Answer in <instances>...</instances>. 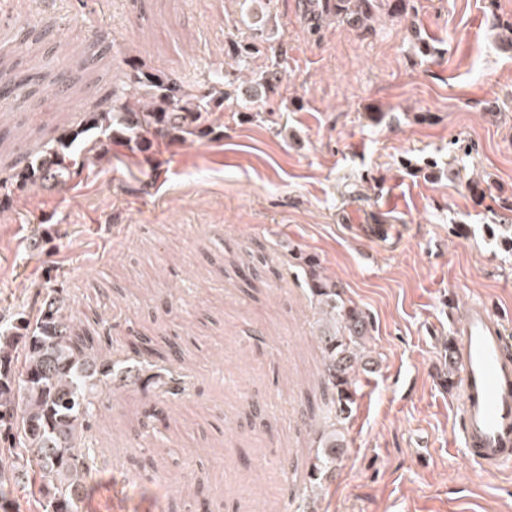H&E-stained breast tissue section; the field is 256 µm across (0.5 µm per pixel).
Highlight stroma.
Listing matches in <instances>:
<instances>
[{
	"mask_svg": "<svg viewBox=\"0 0 512 512\" xmlns=\"http://www.w3.org/2000/svg\"><path fill=\"white\" fill-rule=\"evenodd\" d=\"M415 5L371 31L330 24L312 37L296 0H276L281 82L270 95L243 84L208 135L134 155L110 146L63 190L20 188L0 170L1 317L33 316L56 289L84 324L110 319L114 338L184 348L169 364L180 395L131 380L103 394L111 417L93 418L85 443L110 463L82 512H183L202 493L285 512L278 459L314 447L320 357L297 251L368 315L374 348L318 512H512V469L487 474L463 455L448 385L470 301L512 331V0ZM240 14L238 0H0V58L49 76L35 119L0 100V150L53 137L51 113L78 124L131 56L207 89L229 37L248 34ZM63 84L70 96L55 97ZM246 247L255 289L235 272ZM169 292L175 316L158 306ZM154 406L170 428L147 439L139 420Z\"/></svg>",
	"mask_w": 512,
	"mask_h": 512,
	"instance_id": "35a3bbf8",
	"label": "stroma"
}]
</instances>
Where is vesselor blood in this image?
<instances>
[{
  "label": "vessel or blood",
  "mask_w": 512,
  "mask_h": 512,
  "mask_svg": "<svg viewBox=\"0 0 512 512\" xmlns=\"http://www.w3.org/2000/svg\"><path fill=\"white\" fill-rule=\"evenodd\" d=\"M455 352L460 369L454 431L468 460L484 472L512 466V341L481 301L469 303Z\"/></svg>",
  "instance_id": "b4317fda"
}]
</instances>
